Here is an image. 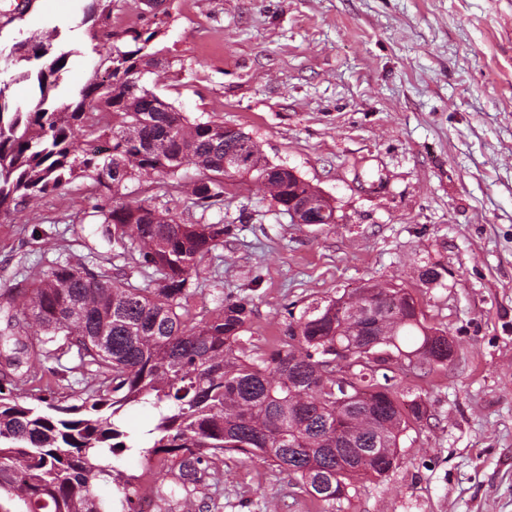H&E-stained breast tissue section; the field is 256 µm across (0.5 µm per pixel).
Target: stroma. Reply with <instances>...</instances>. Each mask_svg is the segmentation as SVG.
<instances>
[{"label": "stroma", "mask_w": 512, "mask_h": 512, "mask_svg": "<svg viewBox=\"0 0 512 512\" xmlns=\"http://www.w3.org/2000/svg\"><path fill=\"white\" fill-rule=\"evenodd\" d=\"M25 5L0 29V80L21 103L14 40L58 30L72 54L59 95L80 88L102 37L87 0ZM157 42L172 62L149 74L190 118L223 119L335 206L332 224H298L253 181L230 179L224 205L147 183L126 202L170 207L231 232L200 266L195 318L219 297L252 300L256 343L284 339L316 299L365 280L404 288L453 357L404 388L429 417L403 436L394 469L362 479L334 512H512V0H168ZM76 187L0 221V294L20 268L67 252L111 256ZM42 222L41 239L23 227ZM436 268L441 277L425 283ZM218 512H325L265 465L225 458Z\"/></svg>", "instance_id": "1"}]
</instances>
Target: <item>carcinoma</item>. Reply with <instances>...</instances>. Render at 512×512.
Returning <instances> with one entry per match:
<instances>
[{
    "label": "carcinoma",
    "instance_id": "cac0c4a2",
    "mask_svg": "<svg viewBox=\"0 0 512 512\" xmlns=\"http://www.w3.org/2000/svg\"><path fill=\"white\" fill-rule=\"evenodd\" d=\"M168 15L166 0H154L145 23L116 31L112 0H89L86 19L108 34L93 47L100 67L70 101L54 95L72 54L54 34L10 48L13 65H42L21 73L38 89L25 109L0 82V218L80 180L95 200L88 216L143 281L68 257L29 278L30 287L8 289L0 306V364L9 369L0 377V512H138L140 476L112 465L125 453L152 464L145 492L168 512H202L206 490L224 478L226 454L275 466L300 493L334 504L348 496L354 469L387 476L400 439L428 417L396 372L445 364L446 334L408 311L396 288L368 282L353 297L312 302L288 339L266 349L244 336L248 300L189 317L192 274L230 231L222 219L206 220L224 202V180L261 183L283 214L305 183L271 164L248 134L192 119L147 86L144 76L164 64L153 41ZM227 158L239 168L226 170ZM155 179L178 190L190 183L200 220L117 200L128 185ZM362 302L380 313L372 338L350 315ZM73 350L76 365L46 366ZM387 352L399 363L384 369ZM68 373L79 375L78 388L64 394ZM350 390L362 400L342 434L375 463L336 459L337 402ZM147 402L157 418L141 439L121 416ZM103 485L115 494L101 495Z\"/></svg>",
    "mask_w": 512,
    "mask_h": 512
}]
</instances>
